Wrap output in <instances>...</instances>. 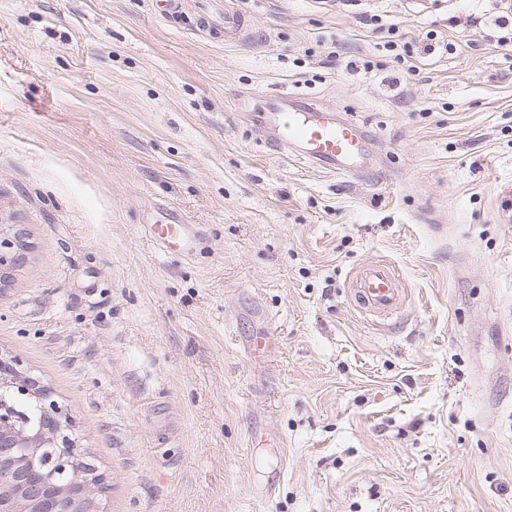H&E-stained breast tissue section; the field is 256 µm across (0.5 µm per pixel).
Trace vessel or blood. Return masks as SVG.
Masks as SVG:
<instances>
[{
	"mask_svg": "<svg viewBox=\"0 0 512 512\" xmlns=\"http://www.w3.org/2000/svg\"><path fill=\"white\" fill-rule=\"evenodd\" d=\"M246 18L233 0L224 5V24L220 28L225 41L242 39ZM267 120L279 146L286 152L311 161L342 176L361 175V167L354 160L366 152L364 129L358 123L338 116L336 112L309 107L298 103L291 112L289 122H282L279 113L272 112ZM149 231L158 245L187 237L188 228L181 218L169 216L162 224L150 225ZM354 297L363 310L384 316L395 315L403 303V293L394 272L385 265H373L356 276ZM276 337L261 332L248 346L251 358L271 360L278 352Z\"/></svg>",
	"mask_w": 512,
	"mask_h": 512,
	"instance_id": "obj_1",
	"label": "vessel or blood"
}]
</instances>
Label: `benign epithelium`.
Instances as JSON below:
<instances>
[{
	"label": "benign epithelium",
	"instance_id": "1",
	"mask_svg": "<svg viewBox=\"0 0 512 512\" xmlns=\"http://www.w3.org/2000/svg\"><path fill=\"white\" fill-rule=\"evenodd\" d=\"M25 232L0 228V283L24 259ZM75 412L53 398L19 358L0 354V470L8 473L0 512H19L23 495L31 512H99L92 498L102 494L110 476L102 472L76 440Z\"/></svg>",
	"mask_w": 512,
	"mask_h": 512
}]
</instances>
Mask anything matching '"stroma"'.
<instances>
[{"mask_svg": "<svg viewBox=\"0 0 512 512\" xmlns=\"http://www.w3.org/2000/svg\"><path fill=\"white\" fill-rule=\"evenodd\" d=\"M237 2L227 44L224 0H0V225L30 241L0 352L75 410L105 512H512L499 0ZM431 29L457 50L423 53ZM276 89L358 122L379 168L284 152ZM172 209L205 232L193 253L146 231ZM376 263L399 316L353 300ZM263 330L280 352L258 369ZM235 2L224 5V25L220 28L225 42H236L242 39L246 26V18L235 6ZM365 22H370L368 25H377L375 29L385 32L390 40H386L384 47L387 51L391 52V56L393 57V61L398 64V66L406 69L408 73L415 72V66L409 64V58H412L410 54V50L407 47L406 42H402V35L399 33V28H396V25L393 23L385 24L379 23L383 21V16L379 14H373L370 16H366L363 19ZM395 40H392V39ZM397 38V39H396Z\"/></svg>", "mask_w": 512, "mask_h": 512, "instance_id": "35a3bbf8", "label": "stroma"}]
</instances>
